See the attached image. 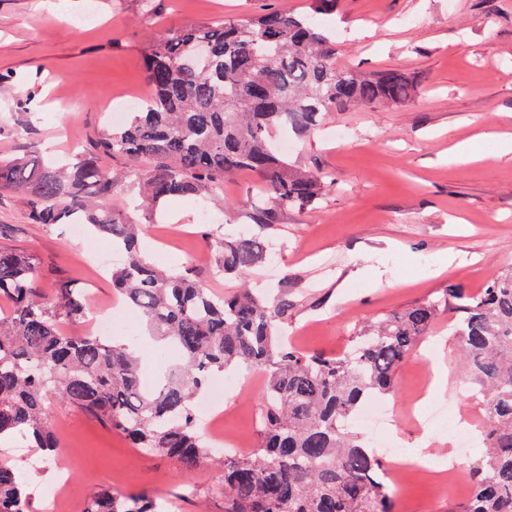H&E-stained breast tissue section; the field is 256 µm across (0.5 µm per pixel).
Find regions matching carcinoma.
I'll return each instance as SVG.
<instances>
[{
	"label": "carcinoma",
	"instance_id": "obj_1",
	"mask_svg": "<svg viewBox=\"0 0 512 512\" xmlns=\"http://www.w3.org/2000/svg\"><path fill=\"white\" fill-rule=\"evenodd\" d=\"M336 0H312V12L264 9L249 19L186 23L160 31L145 50L149 94L125 124L96 134L68 166L0 160V189L31 193L28 220L82 223L125 256L112 274L122 303L138 310L140 331L111 338L65 333L63 321L88 316L83 289L57 280L44 288L37 258L0 246V437L20 435L51 461L61 445L46 418L53 398L73 404L123 435L135 448L194 465L215 461L198 430L195 400L217 371L260 370L263 436L250 456H224L219 487L224 512H390L383 461L348 422L369 398L394 394L401 364L421 343L448 299L456 306L459 356L484 395L485 452L473 466L459 512H512V269L475 296L448 289L355 331L341 357L288 346L282 326L288 294L269 302L246 288L265 259L250 232L213 234L216 270L241 281L215 296L186 272L165 269L139 247L140 218L153 220L175 197L208 198L238 172L258 177L264 198L250 218L270 226L283 209H315L336 179L294 170L276 133L315 130L346 105H400L416 81L399 70L360 76L336 63V40L316 15ZM135 161L117 183L105 156ZM154 337L158 357L179 351L157 384L143 386L130 343ZM0 512H32L18 471L0 463ZM84 512H157L155 502L102 489Z\"/></svg>",
	"mask_w": 512,
	"mask_h": 512
}]
</instances>
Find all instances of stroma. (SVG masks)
Masks as SVG:
<instances>
[{
	"label": "stroma",
	"mask_w": 512,
	"mask_h": 512,
	"mask_svg": "<svg viewBox=\"0 0 512 512\" xmlns=\"http://www.w3.org/2000/svg\"><path fill=\"white\" fill-rule=\"evenodd\" d=\"M298 13L311 0H63V18L42 0H0V158L70 160L73 141L87 143L107 127L109 104L123 93L147 94L144 51L160 28L227 17L246 18L271 5ZM93 24H81L87 10ZM336 36L341 65L364 75L398 69L419 75L414 99L398 107L343 106L323 126L296 139L288 153L297 167L333 174L336 186L314 210H282L261 229L249 217L261 197L259 180L227 178L209 211L225 232L259 233L275 252V275L254 281L288 293L296 307L284 331L305 352L339 355L361 323L457 288L475 295L498 270L512 266V158L499 157V135H512V0H336L321 16ZM28 109H20L22 99ZM473 140L477 159L455 162V143ZM29 195L0 190V244L39 261L44 286L70 279L87 291L89 308L113 299L110 273L97 257L106 244L70 227L28 221ZM199 205L163 206L145 224L142 248L160 265L186 269L216 295L234 281L211 276L216 249L198 221ZM455 307L445 309L418 351L397 372L390 403L397 411L393 440L433 462L476 463L486 419L483 395L464 372L453 334ZM447 371L432 400L469 426L450 434L418 422L412 412L421 372ZM241 390L224 396V428L258 444L263 374L239 371ZM69 461L79 499L103 488L135 498H166L174 512H224L213 491L221 474L207 463L190 472L176 460L130 447L125 438L58 399L47 404ZM391 512H448L467 490L434 483L425 473L389 488Z\"/></svg>",
	"instance_id": "35a3bbf8"
}]
</instances>
